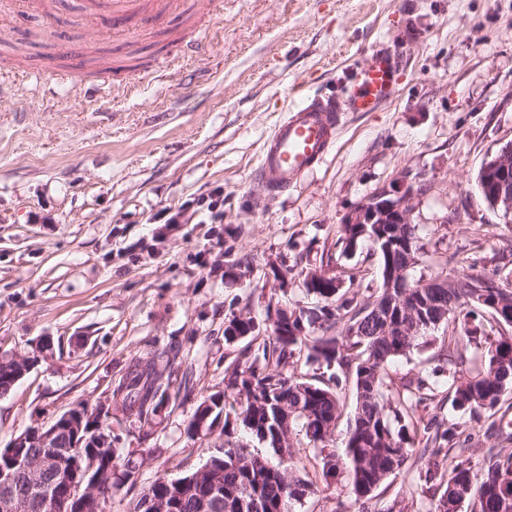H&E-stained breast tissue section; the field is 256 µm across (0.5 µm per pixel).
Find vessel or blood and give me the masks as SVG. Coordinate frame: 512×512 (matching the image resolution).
<instances>
[{
    "label": "vessel or blood",
    "instance_id": "vessel-or-blood-1",
    "mask_svg": "<svg viewBox=\"0 0 512 512\" xmlns=\"http://www.w3.org/2000/svg\"><path fill=\"white\" fill-rule=\"evenodd\" d=\"M399 70L394 56L374 53L345 90L333 96L305 98L264 142L257 182L269 193L287 189L332 149L344 113L373 112L393 96Z\"/></svg>",
    "mask_w": 512,
    "mask_h": 512
}]
</instances>
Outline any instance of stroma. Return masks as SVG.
Masks as SVG:
<instances>
[{"instance_id":"stroma-1","label":"stroma","mask_w":512,"mask_h":512,"mask_svg":"<svg viewBox=\"0 0 512 512\" xmlns=\"http://www.w3.org/2000/svg\"><path fill=\"white\" fill-rule=\"evenodd\" d=\"M91 0L18 8L0 0L9 75L0 88V357L51 351L0 397V448L80 404L107 401L129 365L173 349L167 395L149 421L112 409L116 453L141 463L115 479L107 512H129L154 480L174 479L219 455L225 440L273 451L236 420L191 438L198 404L224 391V374L269 336L278 307H314L305 273L358 272L349 294L382 288L368 245L344 251L345 216L368 197L410 186L419 262L413 278L493 272L512 262V223L476 191L484 163L512 142V0H178L128 38L92 23ZM206 34L204 57L134 81L177 55L178 39ZM400 54L396 96L375 112L347 113L335 146L288 189L255 187L262 144L305 97L342 94L369 57ZM114 67L91 95L90 58ZM70 80L47 90L48 79ZM224 196L221 223L204 224L191 199ZM178 222L168 227L164 216ZM250 336L225 340L230 320ZM453 322L393 359L387 386L421 378L436 397L424 419L471 434L474 469L489 448L512 452V391L494 413L453 410L446 369L475 370L486 349L449 346ZM416 453L361 503L345 477L322 473L318 450L294 445L315 494L294 512H426L433 492Z\"/></svg>"}]
</instances>
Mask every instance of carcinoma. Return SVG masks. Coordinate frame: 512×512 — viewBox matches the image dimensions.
Instances as JSON below:
<instances>
[{"label":"carcinoma","mask_w":512,"mask_h":512,"mask_svg":"<svg viewBox=\"0 0 512 512\" xmlns=\"http://www.w3.org/2000/svg\"><path fill=\"white\" fill-rule=\"evenodd\" d=\"M415 224H342L338 242L344 249L360 241L386 256L384 247L409 243L417 255ZM322 300L315 308L277 311L272 342L237 363L224 375L225 388L235 394L242 425L259 440L267 441L276 459L258 458L233 443L224 445V512H292L291 507L314 493L308 481L295 475L297 461L291 437L304 436L319 450L325 475L346 473L347 497L359 502L398 471L408 455L413 413L434 400V389L424 380L401 384L396 397L387 398L382 371L394 358L410 351L445 320L452 308L463 314L459 332L473 337L469 327L479 309L489 310L509 323L512 289L498 273L450 280L439 276L426 287L409 279L406 287L382 288L373 301L358 302L338 288H308ZM489 355L486 369L474 377L464 375V361L448 369L452 407L472 413L494 409L512 386V336H484ZM317 365L330 371L329 385L301 381L284 372L294 363ZM355 380L357 405L343 454L325 448L341 415L337 389L343 379ZM163 373L155 361L132 363L114 387L112 397L141 419L153 414L165 394ZM429 452L425 480L443 492L428 512H459L462 502L478 495L474 512H512V452L489 449L486 468L473 469L467 449H457L451 464L440 468L438 457H448L456 444L457 426L424 427Z\"/></svg>","instance_id":"1"}]
</instances>
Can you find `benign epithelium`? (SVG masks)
Returning a JSON list of instances; mask_svg holds the SVG:
<instances>
[{"mask_svg": "<svg viewBox=\"0 0 512 512\" xmlns=\"http://www.w3.org/2000/svg\"><path fill=\"white\" fill-rule=\"evenodd\" d=\"M486 185L495 207L512 214V143L505 145L490 161ZM413 191L389 197L380 194L353 209L346 224H407ZM46 340L36 354L0 359V369L17 383L47 352ZM108 410L79 405L58 416L47 426L34 427L0 448V512H103L104 500L112 495V474L118 469L116 457L101 454L115 442L105 422ZM224 461L210 459L191 481L173 480L174 489L164 497L147 499L146 512H175L177 493L191 483L203 490L197 498L199 512H224Z\"/></svg>", "mask_w": 512, "mask_h": 512, "instance_id": "obj_1", "label": "benign epithelium"}]
</instances>
